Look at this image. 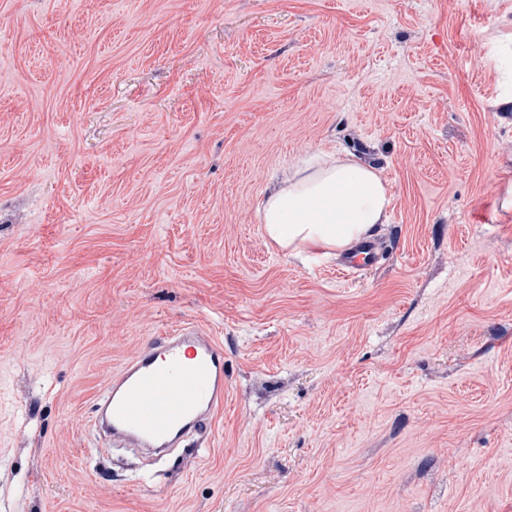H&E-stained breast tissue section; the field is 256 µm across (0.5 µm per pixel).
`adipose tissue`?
Instances as JSON below:
<instances>
[{
  "mask_svg": "<svg viewBox=\"0 0 512 512\" xmlns=\"http://www.w3.org/2000/svg\"><path fill=\"white\" fill-rule=\"evenodd\" d=\"M392 195L379 171L347 155L301 158L259 204L264 232L296 253L344 250L387 223Z\"/></svg>",
  "mask_w": 512,
  "mask_h": 512,
  "instance_id": "obj_1",
  "label": "adipose tissue"
}]
</instances>
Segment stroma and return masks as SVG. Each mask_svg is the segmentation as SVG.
I'll use <instances>...</instances> for the list:
<instances>
[{"instance_id": "35a3bbf8", "label": "stroma", "mask_w": 512, "mask_h": 512, "mask_svg": "<svg viewBox=\"0 0 512 512\" xmlns=\"http://www.w3.org/2000/svg\"><path fill=\"white\" fill-rule=\"evenodd\" d=\"M508 39L512 0H0V512H512ZM314 152L391 186L348 280L257 213ZM187 323L201 447L94 448Z\"/></svg>"}]
</instances>
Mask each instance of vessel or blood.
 <instances>
[{
  "mask_svg": "<svg viewBox=\"0 0 512 512\" xmlns=\"http://www.w3.org/2000/svg\"><path fill=\"white\" fill-rule=\"evenodd\" d=\"M379 241L355 244L336 264L340 278L376 263ZM224 405V350L204 328L187 324L129 359L100 392V437L160 456L212 421Z\"/></svg>",
  "mask_w": 512,
  "mask_h": 512,
  "instance_id": "obj_1",
  "label": "vessel or blood"
}]
</instances>
